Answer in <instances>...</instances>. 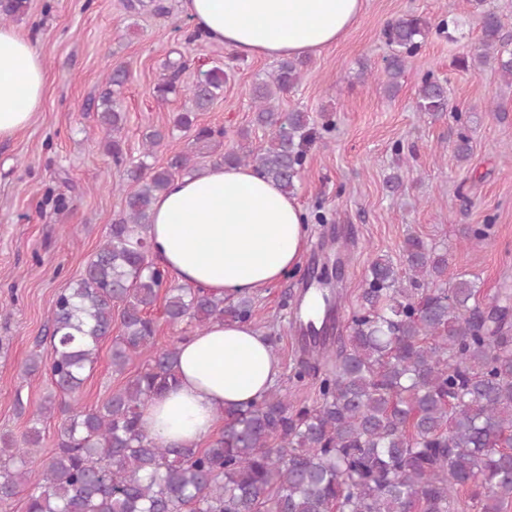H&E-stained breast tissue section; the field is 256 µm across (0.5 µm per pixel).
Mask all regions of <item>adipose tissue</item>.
Segmentation results:
<instances>
[{
	"label": "adipose tissue",
	"instance_id": "adipose-tissue-1",
	"mask_svg": "<svg viewBox=\"0 0 512 512\" xmlns=\"http://www.w3.org/2000/svg\"><path fill=\"white\" fill-rule=\"evenodd\" d=\"M195 28L249 58L297 57L336 44L363 0H181ZM44 65L32 41L0 26V140L39 112ZM150 255L179 285L253 295L296 270L308 244L295 197L249 166H210L174 179L153 203ZM281 360L253 323L216 322L179 344L177 386L142 411L151 434L198 446L223 429L227 410L261 398Z\"/></svg>",
	"mask_w": 512,
	"mask_h": 512
}]
</instances>
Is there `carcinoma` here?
Returning <instances> with one entry per match:
<instances>
[{
    "instance_id": "cac0c4a2",
    "label": "carcinoma",
    "mask_w": 512,
    "mask_h": 512,
    "mask_svg": "<svg viewBox=\"0 0 512 512\" xmlns=\"http://www.w3.org/2000/svg\"><path fill=\"white\" fill-rule=\"evenodd\" d=\"M482 38L462 68L493 62L512 85V50L499 17L483 9ZM27 0H0V22L19 16ZM429 26L416 17L383 31L391 54L385 89L398 87ZM302 60H282L251 89L253 122L266 142L237 146L219 162L251 166L286 194L305 169L304 145L316 136L306 113L283 114L280 95L301 79ZM169 75L155 87L162 99L184 93L190 108L174 127L195 129L198 141H219L224 130L195 127L224 90V69L214 67L191 87L181 85L184 57L168 62ZM127 81L121 67L107 75L100 96L106 153L125 160L120 136L124 115L114 95ZM416 109L448 112L447 81L421 77ZM455 154L470 157L462 115ZM165 139L154 131L141 158L126 168L134 188L109 225L105 240L79 278L54 300L50 319V372L62 394L50 395L36 420L59 409L65 416L55 451L38 462L40 430L24 436V448H0V506L28 490L26 512H507L512 506V287L497 289L482 308L476 282L448 280V250L410 234L405 264L385 256L371 260L360 302L350 313V335L322 344L295 367L302 382L322 373L319 399L296 403L272 388L259 400L229 410L223 431L206 447L172 448L142 422L146 401L176 382L178 337L100 406L76 398L100 341L112 337V371L125 372L133 357L152 350L156 322L150 309L164 295L167 322L201 331L214 322L251 321L253 300L217 296L169 284L148 260L152 205L178 174L193 170L186 154L164 167L147 162ZM119 319L120 335L112 336Z\"/></svg>"
}]
</instances>
